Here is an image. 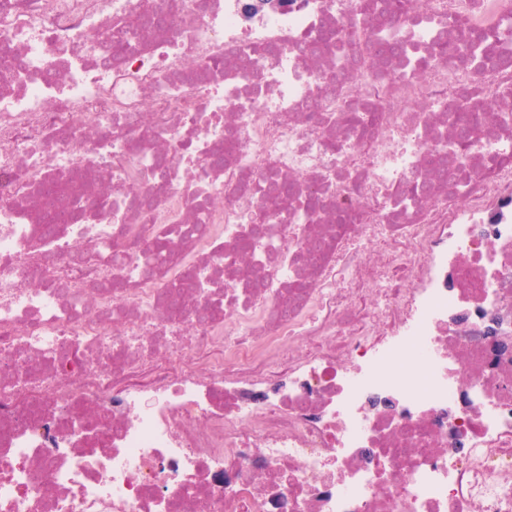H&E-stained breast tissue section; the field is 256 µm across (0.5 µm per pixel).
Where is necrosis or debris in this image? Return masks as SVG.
<instances>
[{
  "instance_id": "1",
  "label": "necrosis or debris",
  "mask_w": 512,
  "mask_h": 512,
  "mask_svg": "<svg viewBox=\"0 0 512 512\" xmlns=\"http://www.w3.org/2000/svg\"><path fill=\"white\" fill-rule=\"evenodd\" d=\"M245 3L0 0V512H512V0ZM467 40L462 44L456 45V53L451 57L450 61L459 65H477L481 66L486 61L493 59L492 55L497 48V41H494L490 36H484L479 31H474Z\"/></svg>"
}]
</instances>
